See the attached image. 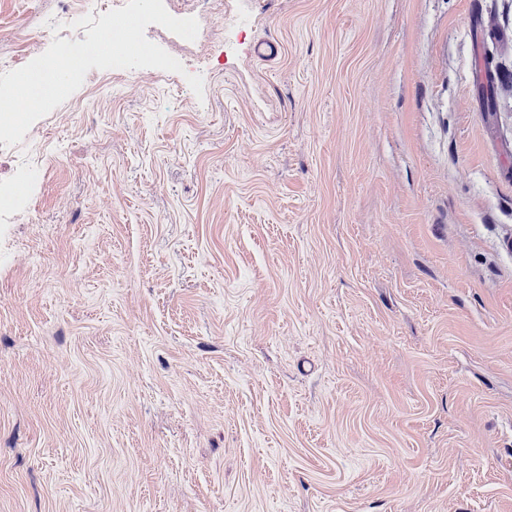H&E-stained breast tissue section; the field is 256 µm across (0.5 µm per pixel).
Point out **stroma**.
I'll return each instance as SVG.
<instances>
[{
    "mask_svg": "<svg viewBox=\"0 0 512 512\" xmlns=\"http://www.w3.org/2000/svg\"><path fill=\"white\" fill-rule=\"evenodd\" d=\"M168 2L0 154V512H512V0Z\"/></svg>",
    "mask_w": 512,
    "mask_h": 512,
    "instance_id": "stroma-1",
    "label": "stroma"
}]
</instances>
